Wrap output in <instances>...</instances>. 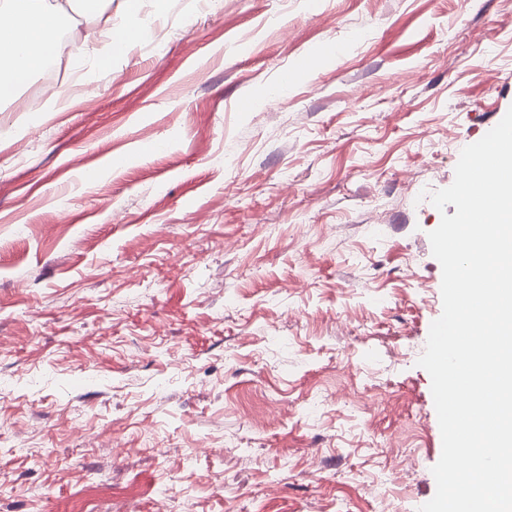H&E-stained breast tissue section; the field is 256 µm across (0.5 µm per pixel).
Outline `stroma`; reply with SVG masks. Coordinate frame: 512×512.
Wrapping results in <instances>:
<instances>
[{
	"mask_svg": "<svg viewBox=\"0 0 512 512\" xmlns=\"http://www.w3.org/2000/svg\"><path fill=\"white\" fill-rule=\"evenodd\" d=\"M138 17L104 73L79 0L0 103V512H418L422 193L512 107V0Z\"/></svg>",
	"mask_w": 512,
	"mask_h": 512,
	"instance_id": "obj_1",
	"label": "stroma"
}]
</instances>
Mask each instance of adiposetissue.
<instances>
[{
    "instance_id": "1",
    "label": "adipose tissue",
    "mask_w": 512,
    "mask_h": 512,
    "mask_svg": "<svg viewBox=\"0 0 512 512\" xmlns=\"http://www.w3.org/2000/svg\"><path fill=\"white\" fill-rule=\"evenodd\" d=\"M74 0H0V101L10 100L28 85L47 61L54 58L60 30ZM129 20L116 27L103 9H96L107 30V43L99 63L108 70L113 57L124 52L142 33L136 23L139 0H126Z\"/></svg>"
}]
</instances>
